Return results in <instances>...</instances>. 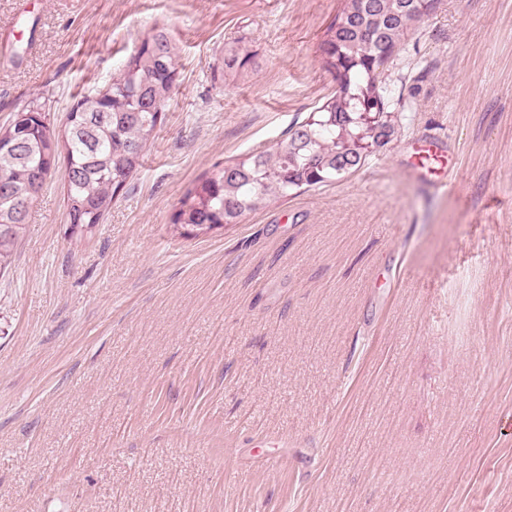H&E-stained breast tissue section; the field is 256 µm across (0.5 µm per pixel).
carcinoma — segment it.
<instances>
[{
	"mask_svg": "<svg viewBox=\"0 0 512 512\" xmlns=\"http://www.w3.org/2000/svg\"><path fill=\"white\" fill-rule=\"evenodd\" d=\"M434 0H344L325 29L320 51L338 89L292 127L273 152L247 154L217 165L187 190L172 227L206 234L239 223L246 212L303 190L336 183L360 168L396 131L380 68L395 54L411 23ZM175 47L160 27L125 61L102 90L80 99L56 131L37 109L0 126V273L15 260L35 199L64 162L66 223L83 237L102 223L140 165L175 87Z\"/></svg>",
	"mask_w": 512,
	"mask_h": 512,
	"instance_id": "carcinoma-1",
	"label": "carcinoma"
}]
</instances>
